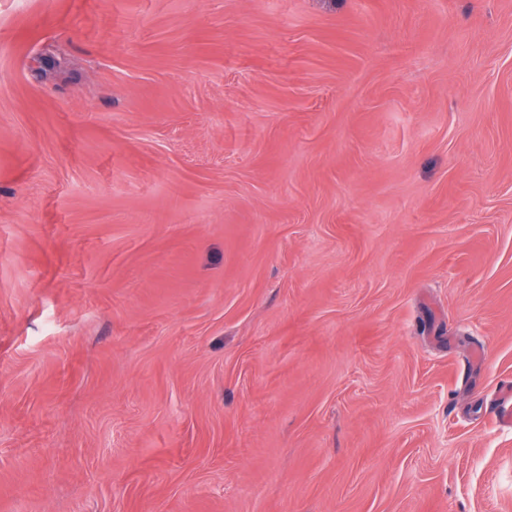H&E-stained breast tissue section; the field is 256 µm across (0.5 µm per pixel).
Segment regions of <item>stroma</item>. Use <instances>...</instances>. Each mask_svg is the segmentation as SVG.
I'll return each mask as SVG.
<instances>
[{
  "instance_id": "1",
  "label": "stroma",
  "mask_w": 512,
  "mask_h": 512,
  "mask_svg": "<svg viewBox=\"0 0 512 512\" xmlns=\"http://www.w3.org/2000/svg\"><path fill=\"white\" fill-rule=\"evenodd\" d=\"M508 382L512 0H0V512H512Z\"/></svg>"
}]
</instances>
